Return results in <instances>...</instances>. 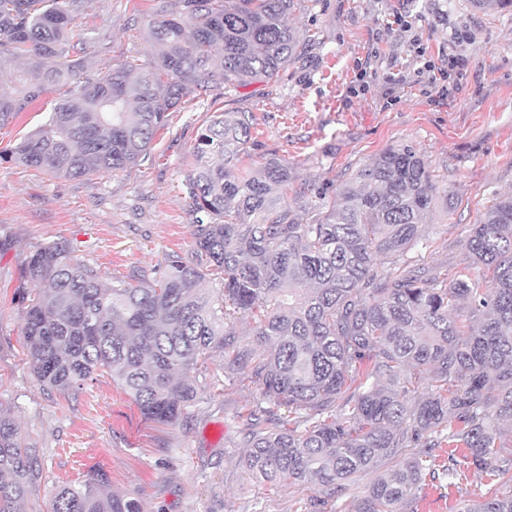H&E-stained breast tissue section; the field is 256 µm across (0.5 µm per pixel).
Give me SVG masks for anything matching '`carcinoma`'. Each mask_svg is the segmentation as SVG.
Masks as SVG:
<instances>
[{"instance_id": "obj_1", "label": "carcinoma", "mask_w": 512, "mask_h": 512, "mask_svg": "<svg viewBox=\"0 0 512 512\" xmlns=\"http://www.w3.org/2000/svg\"><path fill=\"white\" fill-rule=\"evenodd\" d=\"M84 0H0V129L61 91L42 124L0 161L57 177L105 174L149 154L169 113L229 85L270 81L301 59L288 16L305 0H152L154 48L102 70L79 54L97 43L76 20ZM255 124L251 112H214L200 126L182 190L193 214L192 252L167 257L140 286L110 284L74 259L65 242L38 247L17 289L29 364L40 385L67 393L103 370L146 419L173 424L210 388L198 365L224 354V377L260 390L254 418L271 428L242 438L252 480L314 483L308 512H335L356 475L379 472L355 512H403L428 475H459L463 448L486 472L485 492L459 512H512V194L496 197L472 225L468 265L453 279L411 255L437 194L429 164L393 146L335 189L288 199V163L238 167ZM313 211L302 224L297 209ZM209 275L220 284L203 288ZM254 321L252 344L233 331ZM429 390L413 401V387ZM285 408L288 420L275 419ZM42 479L37 449L0 410V512H19ZM51 512H146L115 492L103 472L56 493Z\"/></svg>"}]
</instances>
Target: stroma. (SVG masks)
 I'll return each mask as SVG.
<instances>
[{
  "mask_svg": "<svg viewBox=\"0 0 512 512\" xmlns=\"http://www.w3.org/2000/svg\"><path fill=\"white\" fill-rule=\"evenodd\" d=\"M150 7L151 0H85L83 22L110 44L90 50L89 64L102 69L123 53L148 62ZM396 15L405 25H392ZM289 22L319 35L299 63L274 80L187 102L136 167L69 178L0 164V408L20 422L43 469L21 512H50L58 487L96 470L147 512H301L318 493L311 484L271 489L246 478L240 439L260 392L225 379L222 355L208 362L211 388L172 425L147 421L105 372L63 395L43 390L27 362L15 292L41 244L67 241L99 280L134 286L158 277L169 254H189L182 183L207 113H253L244 168L275 156L295 186L312 190H335L384 149L412 144L439 190L417 251L452 273L467 262L470 225L512 193V10H476L470 0H310ZM452 54L466 57L468 70L449 79L452 93L437 104L422 65L447 68ZM485 481L472 466L452 483L426 478L412 508L451 512L477 498Z\"/></svg>",
  "mask_w": 512,
  "mask_h": 512,
  "instance_id": "obj_1",
  "label": "stroma"
}]
</instances>
